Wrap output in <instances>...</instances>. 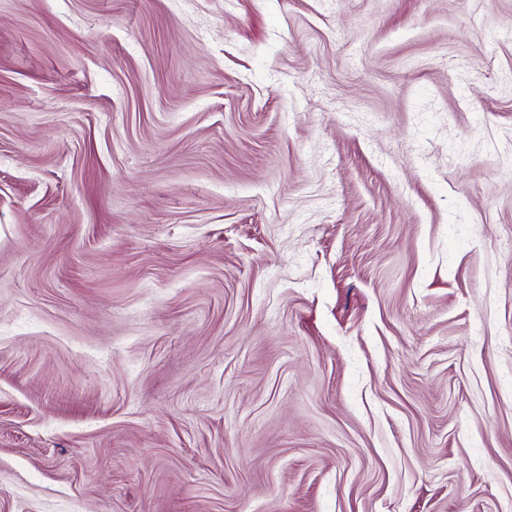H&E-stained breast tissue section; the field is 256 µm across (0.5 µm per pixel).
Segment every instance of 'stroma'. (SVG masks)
<instances>
[{
	"label": "stroma",
	"mask_w": 512,
	"mask_h": 512,
	"mask_svg": "<svg viewBox=\"0 0 512 512\" xmlns=\"http://www.w3.org/2000/svg\"><path fill=\"white\" fill-rule=\"evenodd\" d=\"M0 512H512V0H0Z\"/></svg>",
	"instance_id": "35a3bbf8"
}]
</instances>
